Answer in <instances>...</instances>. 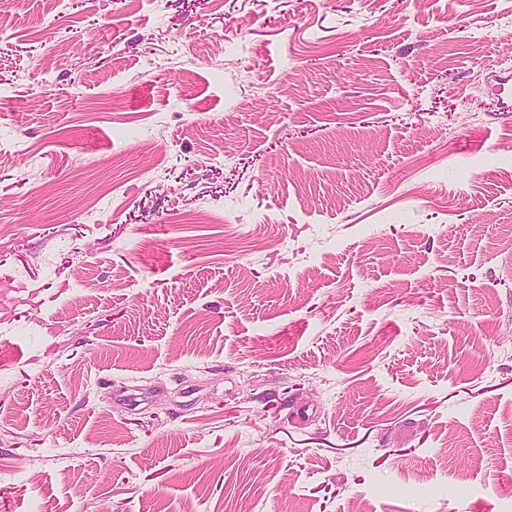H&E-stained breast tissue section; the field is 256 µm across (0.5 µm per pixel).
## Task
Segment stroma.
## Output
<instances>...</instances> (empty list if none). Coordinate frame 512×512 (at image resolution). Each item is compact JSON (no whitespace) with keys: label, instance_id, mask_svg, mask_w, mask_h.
<instances>
[{"label":"stroma","instance_id":"1","mask_svg":"<svg viewBox=\"0 0 512 512\" xmlns=\"http://www.w3.org/2000/svg\"><path fill=\"white\" fill-rule=\"evenodd\" d=\"M6 3L0 505L512 512V0Z\"/></svg>","mask_w":512,"mask_h":512}]
</instances>
